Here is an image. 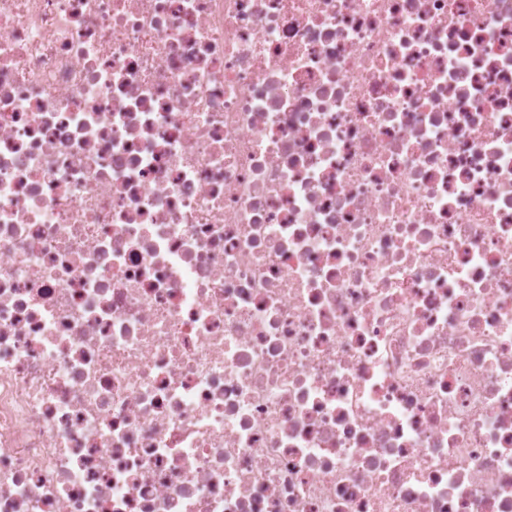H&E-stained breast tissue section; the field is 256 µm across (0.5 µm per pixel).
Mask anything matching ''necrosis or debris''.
Here are the masks:
<instances>
[{
  "label": "necrosis or debris",
  "mask_w": 512,
  "mask_h": 512,
  "mask_svg": "<svg viewBox=\"0 0 512 512\" xmlns=\"http://www.w3.org/2000/svg\"><path fill=\"white\" fill-rule=\"evenodd\" d=\"M0 512H512V0H0Z\"/></svg>",
  "instance_id": "4bbe7bcc"
}]
</instances>
